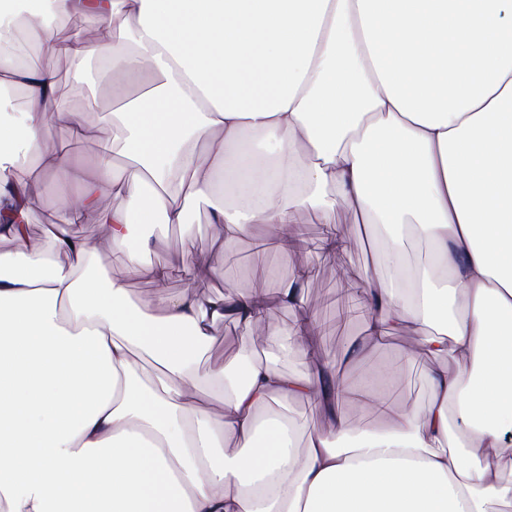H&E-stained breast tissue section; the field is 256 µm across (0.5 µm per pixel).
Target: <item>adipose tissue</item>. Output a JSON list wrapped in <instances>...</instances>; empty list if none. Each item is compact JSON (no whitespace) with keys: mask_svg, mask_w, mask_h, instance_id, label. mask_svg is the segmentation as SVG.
Segmentation results:
<instances>
[{"mask_svg":"<svg viewBox=\"0 0 512 512\" xmlns=\"http://www.w3.org/2000/svg\"><path fill=\"white\" fill-rule=\"evenodd\" d=\"M72 14L107 37L59 45L54 21ZM26 20L44 63L0 52V91L27 95L0 111V512H512V0H0V45ZM60 51L75 76L99 60L152 83L112 115L132 167L102 154L81 192L62 191L47 250L29 189L75 175L48 136L71 123ZM104 193L118 249L202 203L219 250L254 224L288 250L307 206L382 228L366 339L411 331L458 368L430 373L425 407L380 399L387 428L352 431L320 390L335 367L252 360L253 327L272 317L259 297L169 293L170 267L140 260L146 239L127 276H148L152 298L100 274L68 227ZM410 235L433 265L408 266ZM306 279L279 284L295 322L263 341L283 356L316 328ZM228 317L241 351L199 365ZM296 398L326 431L299 437Z\"/></svg>","mask_w":512,"mask_h":512,"instance_id":"ef3b65f1","label":"adipose tissue"}]
</instances>
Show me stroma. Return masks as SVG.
Instances as JSON below:
<instances>
[{
  "mask_svg": "<svg viewBox=\"0 0 512 512\" xmlns=\"http://www.w3.org/2000/svg\"><path fill=\"white\" fill-rule=\"evenodd\" d=\"M54 68L59 74L61 101L71 111H81L86 91H94L104 112L120 109L130 95L142 94L145 80H138L131 86H122L120 80L111 75L101 74L97 67H90L84 81H76L70 61L66 55H57ZM87 131L79 147L68 150L72 163L94 171L101 152L111 145L119 131L106 122L102 115L86 117ZM37 203L30 217V235L33 240H43L45 224L54 221L60 197V184L54 173L45 172L40 176ZM209 207L192 210L185 225L153 226L152 236L164 240L161 253H143L144 262L164 260L178 275L170 282V290L180 293L186 285H193L201 293H221L233 289L244 294L263 297L273 317L270 323L257 325L255 335H264L270 325L287 327L293 319L291 312L279 308L277 288L279 280L288 278L296 269L308 267L309 276L304 284V298L316 313L319 330L311 336L309 345L317 356L330 362H338L340 376L349 393L342 401V411L349 424L355 429L374 430L384 426V419L370 407L358 401L356 390L363 385L385 394L392 403L401 402L424 405L429 394L428 375L440 369L456 370V361L448 355H421L408 358L407 353L417 337L408 333L391 336L375 344L356 359H349L351 343L361 337L363 318L353 313L344 303L343 288L360 287L366 268L371 264L372 255L365 247L355 229L350 228V218L343 209H336L331 219L337 227L346 228L348 244L343 251L325 256L317 247L322 229L328 218L312 208L301 209L297 224L305 236L300 244L289 251L274 249L257 253L256 247L265 239V230L257 226L233 242L224 252H215L210 233ZM71 231L99 246L98 267L106 276H127V255L113 251L102 243V225L97 224L95 215H87L82 223L72 225ZM215 263L222 267L219 275L200 274L193 280L180 277L179 272L190 265L204 266Z\"/></svg>",
  "mask_w": 512,
  "mask_h": 512,
  "instance_id": "35a3bbf8",
  "label": "stroma"
}]
</instances>
